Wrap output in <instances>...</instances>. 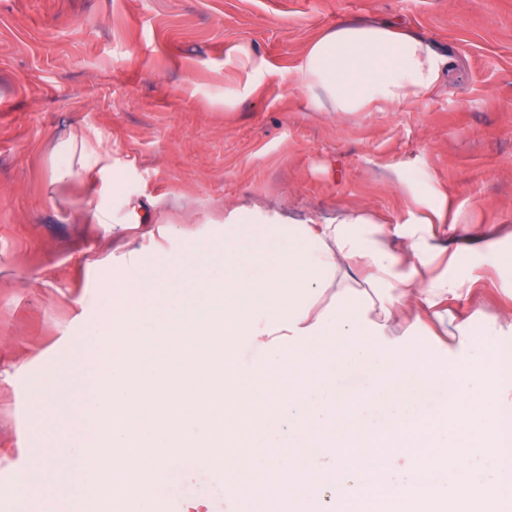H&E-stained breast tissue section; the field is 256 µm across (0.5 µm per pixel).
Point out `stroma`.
Masks as SVG:
<instances>
[{
  "label": "stroma",
  "instance_id": "stroma-1",
  "mask_svg": "<svg viewBox=\"0 0 512 512\" xmlns=\"http://www.w3.org/2000/svg\"><path fill=\"white\" fill-rule=\"evenodd\" d=\"M365 20L401 21L449 56L442 89L385 120L305 111L306 45ZM250 54L268 63L253 79ZM70 137L99 141L108 168L55 183L52 148ZM431 185L467 218L434 227L432 270L462 290L449 335L398 344L453 367L512 309V0H0V460L19 473L42 452L35 397L67 385L84 337L111 325L129 249L223 236L228 199L295 220L366 205L393 228ZM128 198L146 217L135 228ZM90 200L115 225L84 216ZM158 208L175 222L165 237ZM186 210L198 223H180ZM224 475L184 468L157 499L222 501Z\"/></svg>",
  "mask_w": 512,
  "mask_h": 512
}]
</instances>
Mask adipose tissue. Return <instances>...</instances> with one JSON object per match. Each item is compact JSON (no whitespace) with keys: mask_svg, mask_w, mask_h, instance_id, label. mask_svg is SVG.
<instances>
[{"mask_svg":"<svg viewBox=\"0 0 512 512\" xmlns=\"http://www.w3.org/2000/svg\"><path fill=\"white\" fill-rule=\"evenodd\" d=\"M446 58L419 35L375 23L337 25L305 48L294 71L305 109L332 116L390 112L432 96ZM397 254L379 216L346 207L324 222L284 223L272 208L224 203V235L189 245L176 256L132 251L133 277L116 302L123 307L124 350L100 379L103 331L92 330L76 364L77 376L58 389L49 447L20 476L24 512H85L87 503L122 512H148L138 492L178 465L222 462L230 469L224 497L254 501L255 512H305L319 488L334 512L377 502L382 512H487L512 487L503 464V411L512 389L490 386L489 371L512 364V344L492 343L451 370L427 352L390 349L370 385L340 396L329 382L358 363L371 341H390L421 312L446 324L457 281L429 276L435 256L430 227L457 224L459 211L438 187L418 198ZM348 349H336L337 337ZM321 340L317 357L305 343ZM174 358L178 379L162 373ZM239 368L234 387L224 369ZM447 392L428 415L404 412L410 389ZM317 403H310V395ZM376 401L382 428L356 425L363 404ZM293 417L302 445L268 435L269 418ZM496 469L497 482L460 489L475 454ZM335 463L313 469L304 456ZM405 460L394 477L391 460ZM448 474V483L434 478Z\"/></svg>","mask_w":512,"mask_h":512,"instance_id":"1","label":"adipose tissue"}]
</instances>
